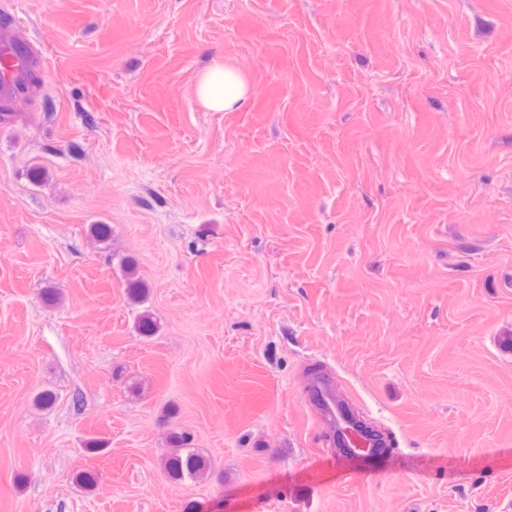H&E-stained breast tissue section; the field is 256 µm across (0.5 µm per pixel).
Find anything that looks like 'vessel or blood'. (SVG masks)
Wrapping results in <instances>:
<instances>
[{"label": "vessel or blood", "mask_w": 512, "mask_h": 512, "mask_svg": "<svg viewBox=\"0 0 512 512\" xmlns=\"http://www.w3.org/2000/svg\"><path fill=\"white\" fill-rule=\"evenodd\" d=\"M35 56L12 54L11 43L0 40V97L12 95L23 78L26 69L35 63ZM312 396L325 418L338 429V445L344 456L352 458H373L380 454L379 444L361 435L353 418L336 399L335 390L326 378H319L312 389Z\"/></svg>", "instance_id": "b4317fda"}]
</instances>
